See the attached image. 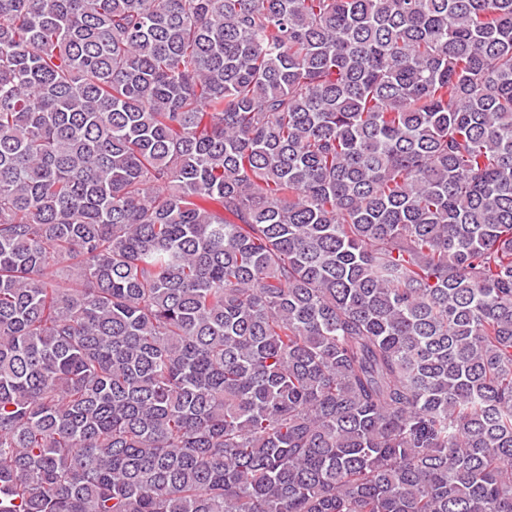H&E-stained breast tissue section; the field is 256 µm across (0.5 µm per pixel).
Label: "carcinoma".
<instances>
[{"label":"carcinoma","instance_id":"obj_1","mask_svg":"<svg viewBox=\"0 0 512 512\" xmlns=\"http://www.w3.org/2000/svg\"><path fill=\"white\" fill-rule=\"evenodd\" d=\"M0 512H512V0H0Z\"/></svg>","mask_w":512,"mask_h":512}]
</instances>
